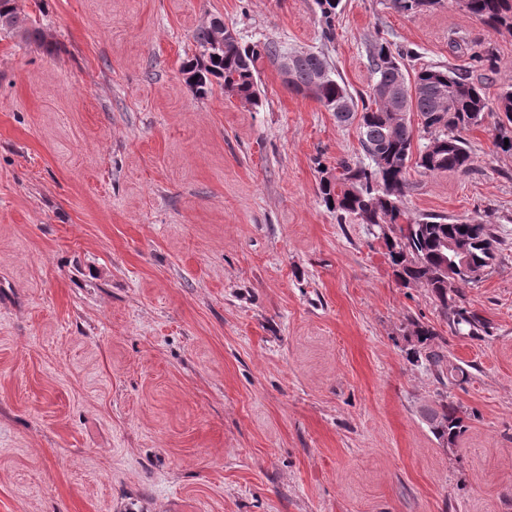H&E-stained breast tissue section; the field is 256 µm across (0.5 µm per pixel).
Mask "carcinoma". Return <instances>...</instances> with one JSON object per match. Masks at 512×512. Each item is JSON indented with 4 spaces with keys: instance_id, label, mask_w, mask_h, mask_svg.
I'll list each match as a JSON object with an SVG mask.
<instances>
[{
    "instance_id": "cac0c4a2",
    "label": "carcinoma",
    "mask_w": 512,
    "mask_h": 512,
    "mask_svg": "<svg viewBox=\"0 0 512 512\" xmlns=\"http://www.w3.org/2000/svg\"><path fill=\"white\" fill-rule=\"evenodd\" d=\"M440 0H392L395 9L402 13L417 14L438 4ZM459 8L481 20L496 33L512 34V0H455ZM323 22L322 37L335 38V24L340 0H316ZM224 25L220 18L198 28L194 41L198 53L182 67L185 81L198 96L211 92L213 85L235 92L253 108L261 105L258 86L257 63L266 57L276 60L281 52L274 42L261 46L236 43L222 47L215 40V28ZM0 30L28 41H44L41 30L29 26V19L20 15L15 0H0ZM404 53L395 51L386 41H378L369 50V60L375 76L374 83L364 93L352 94L339 82L326 59L314 52H305L294 61V81L287 87L297 94L309 96L322 106L329 107L345 101L352 111L336 113L340 123L349 122L356 109L359 117V146L361 157L336 162V172L324 171L319 183V193L326 209L336 215L337 223L353 218L362 224H406L409 231L389 238L383 237L385 255L395 276L406 286L420 285L427 288L439 309L448 316V326L457 332L467 331L469 336L489 333V326L476 313L457 304L446 288L439 286L435 276L442 264L453 265V254L445 243L462 242L468 246L470 263L477 270H488L496 261L491 251L496 235L492 225L476 218L456 219L426 214L419 219L407 215L403 199L409 189L406 178L409 163L423 173L457 171L465 173L474 158L463 133L479 127L485 120L488 100L484 87L471 80L469 71L440 67L424 68L415 73L413 80L406 79L400 64ZM470 59L480 66L493 70L497 55L492 44L473 50ZM402 83L414 84L409 95V109L421 119L424 143L413 153L414 131L410 122H394L390 118L388 103L378 95V89L394 88ZM497 121L495 147L505 154H512V85L501 89L497 96ZM416 252L422 265L408 268L402 265L404 250ZM416 354H424L429 365L442 369L445 357L432 349L434 329L415 324ZM432 433L445 444L452 446L464 432V419L459 407L442 403L426 413Z\"/></svg>"
}]
</instances>
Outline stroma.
Returning <instances> with one entry per match:
<instances>
[{
	"instance_id": "stroma-1",
	"label": "stroma",
	"mask_w": 512,
	"mask_h": 512,
	"mask_svg": "<svg viewBox=\"0 0 512 512\" xmlns=\"http://www.w3.org/2000/svg\"><path fill=\"white\" fill-rule=\"evenodd\" d=\"M0 33V512H512V155L496 113L470 172L411 171V217H481L498 241L450 329L403 287L378 227L340 224L321 168L356 124L260 60L262 105L195 95L184 61L221 18L240 42L324 53L351 92L386 39L402 68L512 85V35L441 0H15ZM492 43L495 71L470 49ZM467 374L412 354V322ZM458 405L455 450L424 413ZM0 30L28 41L30 39L44 42V35L38 28L29 26L28 17L21 16L14 0H0ZM318 5L320 18L323 22L322 26V37L328 42L335 38V24L337 9L340 4V0H316Z\"/></svg>"
}]
</instances>
